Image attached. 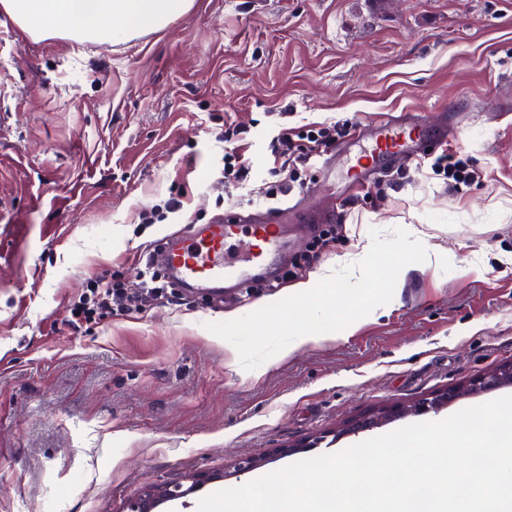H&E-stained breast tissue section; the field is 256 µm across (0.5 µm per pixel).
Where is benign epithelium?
Listing matches in <instances>:
<instances>
[{
	"mask_svg": "<svg viewBox=\"0 0 512 512\" xmlns=\"http://www.w3.org/2000/svg\"><path fill=\"white\" fill-rule=\"evenodd\" d=\"M505 385H512V364L474 378L465 388L447 390L431 399H426L407 407H389L377 413L365 415L351 424V431H366L388 420L406 414L429 413L447 405L448 402L461 395L476 394ZM215 479H217V476L213 474H195L186 477L183 484L150 486L142 492L137 500L128 504L127 512H155L161 504L185 498Z\"/></svg>",
	"mask_w": 512,
	"mask_h": 512,
	"instance_id": "benign-epithelium-1",
	"label": "benign epithelium"
}]
</instances>
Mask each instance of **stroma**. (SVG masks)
Here are the masks:
<instances>
[{
  "label": "stroma",
  "instance_id": "obj_1",
  "mask_svg": "<svg viewBox=\"0 0 512 512\" xmlns=\"http://www.w3.org/2000/svg\"><path fill=\"white\" fill-rule=\"evenodd\" d=\"M386 114L446 126L482 183L452 193L408 163L390 186L356 187L317 160L267 197L281 127L362 136ZM229 126L252 165L239 186L222 178ZM176 196L180 217L140 223L142 205ZM292 205L274 283L68 326L96 273L135 282L143 243L231 206ZM329 224L334 245L311 255ZM326 270L318 296L363 321L276 361L286 337L248 327L251 309ZM511 362L512 0H195L121 43L33 38L0 11V512H123L148 486L214 474L159 508L197 512L200 497L512 395L341 432ZM244 457L260 467L233 475Z\"/></svg>",
  "mask_w": 512,
  "mask_h": 512
}]
</instances>
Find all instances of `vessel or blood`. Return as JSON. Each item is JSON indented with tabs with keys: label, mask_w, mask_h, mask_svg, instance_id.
Returning a JSON list of instances; mask_svg holds the SVG:
<instances>
[{
	"label": "vessel or blood",
	"mask_w": 512,
	"mask_h": 512,
	"mask_svg": "<svg viewBox=\"0 0 512 512\" xmlns=\"http://www.w3.org/2000/svg\"><path fill=\"white\" fill-rule=\"evenodd\" d=\"M445 139L441 128H426L403 119H379L372 127L367 149L343 160L330 156L324 172L331 175L342 169L347 178L358 183L394 165L426 156ZM284 231V224L276 220L242 229L236 212L229 210L221 219L192 224L165 237L156 261L180 287L219 296L226 286L241 287L247 267L267 264L276 255Z\"/></svg>",
	"instance_id": "vessel-or-blood-1"
}]
</instances>
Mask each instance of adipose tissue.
<instances>
[{
  "label": "adipose tissue",
  "mask_w": 512,
  "mask_h": 512,
  "mask_svg": "<svg viewBox=\"0 0 512 512\" xmlns=\"http://www.w3.org/2000/svg\"><path fill=\"white\" fill-rule=\"evenodd\" d=\"M194 0H0V9L26 32L62 35L77 41H123L162 28L188 12ZM304 282L254 306L251 320L276 325L289 335V350L333 342L350 335L360 316L341 303L312 301Z\"/></svg>",
  "instance_id": "ef3b65f1"
}]
</instances>
